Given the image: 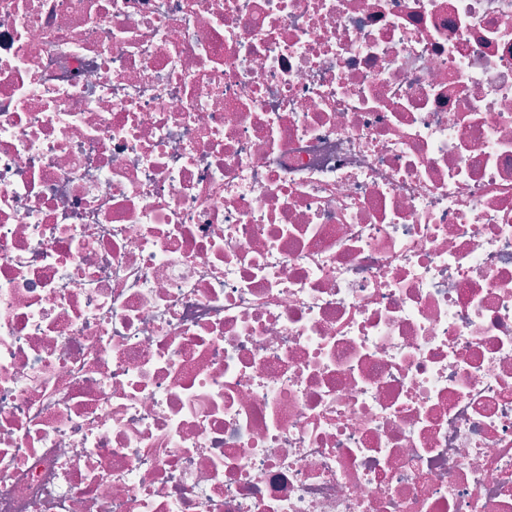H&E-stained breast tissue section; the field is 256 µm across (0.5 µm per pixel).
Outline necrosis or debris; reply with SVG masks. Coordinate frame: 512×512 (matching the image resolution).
Here are the masks:
<instances>
[{"label":"necrosis or debris","instance_id":"obj_1","mask_svg":"<svg viewBox=\"0 0 512 512\" xmlns=\"http://www.w3.org/2000/svg\"><path fill=\"white\" fill-rule=\"evenodd\" d=\"M0 512H512V0H0Z\"/></svg>","mask_w":512,"mask_h":512}]
</instances>
